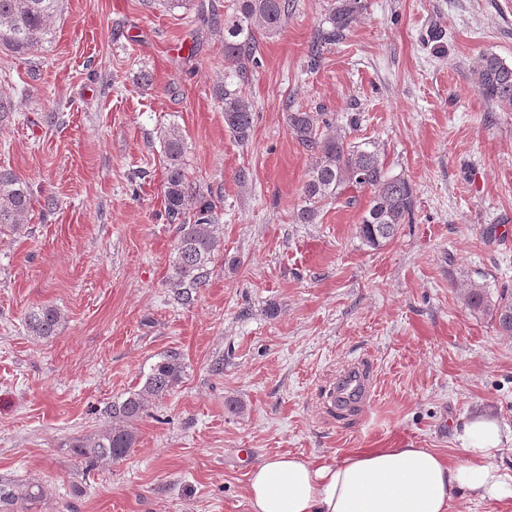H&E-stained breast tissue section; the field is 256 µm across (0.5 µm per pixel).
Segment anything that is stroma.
<instances>
[{"instance_id": "1", "label": "stroma", "mask_w": 512, "mask_h": 512, "mask_svg": "<svg viewBox=\"0 0 512 512\" xmlns=\"http://www.w3.org/2000/svg\"><path fill=\"white\" fill-rule=\"evenodd\" d=\"M335 5L295 0L280 32L260 38L242 86L255 111L244 144L215 98L235 79L224 31L200 20L205 7L232 15L233 0L171 11L64 0L48 52L0 51L13 112L0 169L34 194L23 230L0 235V483L40 484L31 512H250V465L275 454L452 459L474 416L512 431V336L461 293L470 281L512 289V239L500 234L512 226V112L470 81L483 54L512 64V0H360L346 38L310 68ZM293 110L357 118L350 139L380 143L386 168L410 181L412 220L391 241L360 239L366 191L298 223L311 155L288 132ZM171 123L221 218L187 305L168 281L178 227L157 131ZM47 304L62 325L40 341L25 316ZM172 353L183 379L134 421L135 447L85 472L66 441L106 425V407ZM362 357L373 400L329 416L325 388Z\"/></svg>"}]
</instances>
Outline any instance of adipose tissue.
<instances>
[{"label":"adipose tissue","instance_id":"1","mask_svg":"<svg viewBox=\"0 0 512 512\" xmlns=\"http://www.w3.org/2000/svg\"><path fill=\"white\" fill-rule=\"evenodd\" d=\"M502 436L497 419L480 415L453 461L430 448H367L338 463L269 457L252 467L246 497L251 512H448L458 490L510 498L512 477L493 463Z\"/></svg>","mask_w":512,"mask_h":512}]
</instances>
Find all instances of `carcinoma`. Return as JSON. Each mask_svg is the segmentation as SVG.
Masks as SVG:
<instances>
[{
  "instance_id": "1",
  "label": "carcinoma",
  "mask_w": 512,
  "mask_h": 512,
  "mask_svg": "<svg viewBox=\"0 0 512 512\" xmlns=\"http://www.w3.org/2000/svg\"><path fill=\"white\" fill-rule=\"evenodd\" d=\"M326 24L319 27L309 47V63L315 67L325 50L342 40L358 11V0H338ZM291 0H236L235 12L224 19V64L247 78L258 64V36L277 34L288 18ZM59 0H0V49L15 56H32L47 51L54 41ZM472 84L488 101L512 111V66L494 54L483 55L472 70ZM224 111V123L241 143L249 140L253 106L242 90L226 84L216 91ZM288 132L306 151L312 163L302 188L297 220L312 224L320 211L334 202L350 206L353 192L368 190L371 197L359 223L360 237L371 246L392 240L407 223L413 209V187L404 176L390 173L374 141L352 142L346 129L324 112L287 113ZM168 159L165 209L168 223L178 225L179 238L170 264L174 288L206 285L209 266L218 247L220 216L216 204L187 182L182 158L185 140L174 124L158 130ZM32 211V190L14 172L0 170V231L17 234ZM466 305L493 320L505 336L512 335V291L502 290L496 299L485 289L469 284L464 289ZM61 313L50 305L33 309L26 317L30 335L48 340L57 335ZM183 363L170 355L156 364L143 387L106 408L111 424L91 435L73 437L68 447L81 459L85 470L126 457L137 442L127 424L140 418L151 400L170 393L181 381ZM42 497V487L0 484V512H27Z\"/></svg>"
}]
</instances>
